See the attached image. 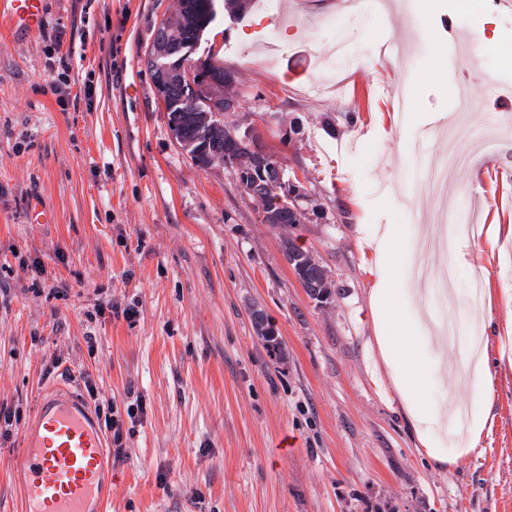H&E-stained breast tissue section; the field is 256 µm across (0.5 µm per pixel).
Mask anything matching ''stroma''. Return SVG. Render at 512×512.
<instances>
[{"instance_id":"obj_1","label":"stroma","mask_w":512,"mask_h":512,"mask_svg":"<svg viewBox=\"0 0 512 512\" xmlns=\"http://www.w3.org/2000/svg\"><path fill=\"white\" fill-rule=\"evenodd\" d=\"M171 3L47 0L34 37L0 34V512H20L13 459L38 399L66 380L122 423L107 512H512V326L497 291L512 284V237L489 233L512 224V129L475 149L440 197L414 167L417 152L444 153L448 131L512 111V10L279 0L210 25L197 50L235 73L228 120L253 127L314 204L293 236L335 287L321 302L234 174L197 167L175 140L144 55ZM54 36L75 53L59 95ZM389 38L401 49L380 57ZM452 41L460 52L437 56ZM491 41L501 53L485 52ZM435 64L439 81L425 80ZM436 114L447 126L417 143ZM33 199L45 223L29 221ZM440 205L476 233L448 252L455 277L410 311L434 336L443 291L460 312L470 276L490 270L493 289L480 332L492 427L456 465L429 460L370 310L375 229ZM257 311L284 359L257 337Z\"/></svg>"}]
</instances>
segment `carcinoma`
<instances>
[{
	"label": "carcinoma",
	"mask_w": 512,
	"mask_h": 512,
	"mask_svg": "<svg viewBox=\"0 0 512 512\" xmlns=\"http://www.w3.org/2000/svg\"><path fill=\"white\" fill-rule=\"evenodd\" d=\"M250 4L251 0H224V12L230 19L238 20ZM217 15V0H173L170 14L155 28L152 43L145 52L155 91L164 103L177 143L196 166L202 169L229 167L244 188L259 181L258 194L248 195L250 202L259 210H274L272 224L282 230L285 258L295 271L305 274V288L310 295L326 301L332 296L334 285L328 280L325 268L309 251L296 246L288 235V229L307 219L302 204L306 195L288 181L280 180L276 172L259 169L257 138L230 148L229 134L239 139L243 137L236 123L224 121V102L239 95L234 76L212 53L203 59L191 58L204 31ZM254 324L269 352L284 358L282 345L266 324L264 315L255 314Z\"/></svg>",
	"instance_id": "carcinoma-1"
}]
</instances>
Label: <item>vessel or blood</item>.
I'll use <instances>...</instances> for the list:
<instances>
[{
	"label": "vessel or blood",
	"instance_id": "b4317fda",
	"mask_svg": "<svg viewBox=\"0 0 512 512\" xmlns=\"http://www.w3.org/2000/svg\"><path fill=\"white\" fill-rule=\"evenodd\" d=\"M46 0H0V25L18 37L40 30ZM22 512H104L112 458L91 406L72 387L46 393L16 461Z\"/></svg>",
	"mask_w": 512,
	"mask_h": 512
}]
</instances>
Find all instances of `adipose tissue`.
Segmentation results:
<instances>
[{
  "mask_svg": "<svg viewBox=\"0 0 512 512\" xmlns=\"http://www.w3.org/2000/svg\"><path fill=\"white\" fill-rule=\"evenodd\" d=\"M413 248V242L400 224L386 225L375 238L370 307L378 347L402 406L415 427L429 429L442 420L440 410L425 396L431 380L430 362L422 350L424 339L419 327L404 310L406 295L395 286L402 273L403 260ZM491 383L487 356L478 354L469 369L465 422L451 432L460 455L474 451L480 442L490 415Z\"/></svg>",
  "mask_w": 512,
  "mask_h": 512,
  "instance_id": "adipose-tissue-1",
  "label": "adipose tissue"
}]
</instances>
